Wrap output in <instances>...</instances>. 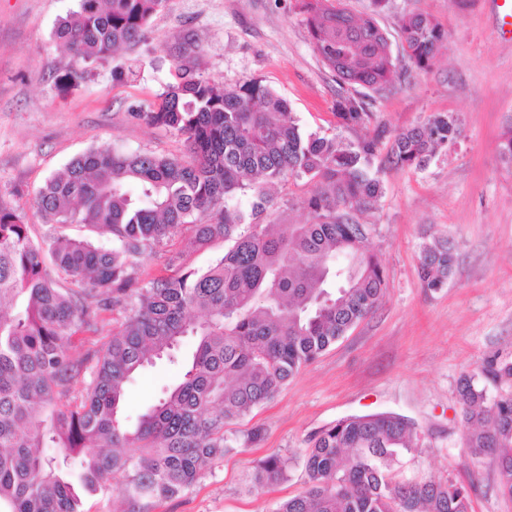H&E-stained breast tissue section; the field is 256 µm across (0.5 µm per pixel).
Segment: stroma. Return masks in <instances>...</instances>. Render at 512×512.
Listing matches in <instances>:
<instances>
[{"label": "stroma", "instance_id": "obj_1", "mask_svg": "<svg viewBox=\"0 0 512 512\" xmlns=\"http://www.w3.org/2000/svg\"><path fill=\"white\" fill-rule=\"evenodd\" d=\"M75 0H0V205L23 211L34 237L45 227L35 197L45 179L71 158L94 148L152 150L180 156L181 138L148 126L132 110L155 102L171 81V53L184 39L191 62L212 83L256 78L287 100L302 131L346 143L414 127L448 114L459 126L456 143L422 170L387 161L389 142L373 159L384 193L363 217L368 244L386 274L377 310L291 378L279 395L231 425L235 451L216 459L201 480L147 512H274L307 488L303 457L312 438L336 420L390 411L416 424V446L393 469L400 481L449 479L469 486L472 512H512L493 459L471 464L462 447L458 386L474 375L488 397L503 384L480 374L491 356L512 358V165L498 143L512 124V25L500 26L489 0H390L377 14L391 45L399 19L428 15L447 34L435 64L407 67L404 79L371 106L362 125L337 119L339 95L350 93L313 51L299 0H168L152 19V60L126 71L134 52L121 50L91 64L88 79L60 83L70 53L52 38ZM310 183L275 184L270 214L303 224ZM450 241L455 272L437 291L424 288L419 256L426 243ZM166 362L138 374L127 391L124 420L155 403L171 380ZM292 458L285 480L262 490L251 479L261 459Z\"/></svg>", "mask_w": 512, "mask_h": 512}]
</instances>
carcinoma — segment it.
Here are the masks:
<instances>
[{
	"label": "carcinoma",
	"instance_id": "carcinoma-1",
	"mask_svg": "<svg viewBox=\"0 0 512 512\" xmlns=\"http://www.w3.org/2000/svg\"><path fill=\"white\" fill-rule=\"evenodd\" d=\"M166 0H76L53 38L72 55L69 83L88 65L145 42ZM375 11L352 17L345 0H301L313 50L336 78L363 93L342 95L336 117L369 118L367 107L403 75L401 62L432 67L447 35L421 13L399 20L392 51ZM172 81L134 116L182 138L186 154L89 149L48 177L37 192L48 226L30 234L24 213L0 207V512H85V496L125 475L123 512H144L193 486L207 466L235 449L228 426L272 401L288 380L374 311L384 269L359 215L383 195L371 159L386 136L377 128L356 144L304 134L288 102L258 79L219 87L185 59ZM456 120L438 114L396 133L389 151L400 167L423 169L456 143ZM312 184L306 224H263L267 187L290 179ZM251 197L249 208L240 198ZM79 224L112 237L108 249L61 228ZM180 237L197 251L230 246L205 269L168 258V273L143 279L142 263ZM453 246L420 254L424 287L440 290L453 274ZM99 350L74 338L102 330ZM197 338L189 358L181 340ZM177 366L173 382L135 429L121 418L129 381L156 361ZM482 372L512 381V360H486ZM468 458H493L500 489L512 498V394L490 401L466 375L459 387ZM415 423L391 412L350 415L321 430L305 455L308 487L275 512H470V494L453 481L400 482L391 468L411 450ZM290 459L260 461L254 486L283 480Z\"/></svg>",
	"mask_w": 512,
	"mask_h": 512
}]
</instances>
